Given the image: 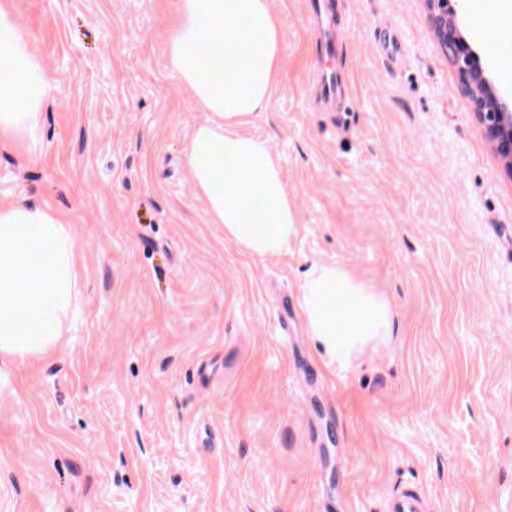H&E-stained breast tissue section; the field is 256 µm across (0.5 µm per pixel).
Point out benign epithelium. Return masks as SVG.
<instances>
[{
    "instance_id": "obj_1",
    "label": "benign epithelium",
    "mask_w": 512,
    "mask_h": 512,
    "mask_svg": "<svg viewBox=\"0 0 512 512\" xmlns=\"http://www.w3.org/2000/svg\"><path fill=\"white\" fill-rule=\"evenodd\" d=\"M434 38L456 71L460 88L470 101L475 122L491 145L504 177L512 181V101L505 98L479 50L461 28V0H423Z\"/></svg>"
}]
</instances>
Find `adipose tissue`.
<instances>
[{
  "label": "adipose tissue",
  "mask_w": 512,
  "mask_h": 512,
  "mask_svg": "<svg viewBox=\"0 0 512 512\" xmlns=\"http://www.w3.org/2000/svg\"><path fill=\"white\" fill-rule=\"evenodd\" d=\"M176 10L168 62L209 114L185 149L195 192L226 241L257 257L282 253L299 231L294 198L267 142L238 131L269 105L285 45L281 21L270 0H176ZM49 88L0 5V140L37 145ZM80 294L71 226L47 208L1 206L0 369L53 350ZM299 305L309 336L345 368L394 333L390 301L340 264L313 266Z\"/></svg>",
  "instance_id": "adipose-tissue-1"
}]
</instances>
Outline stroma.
<instances>
[{
  "label": "stroma",
  "mask_w": 512,
  "mask_h": 512,
  "mask_svg": "<svg viewBox=\"0 0 512 512\" xmlns=\"http://www.w3.org/2000/svg\"><path fill=\"white\" fill-rule=\"evenodd\" d=\"M0 3L51 84L36 147L0 144V206L57 213L82 273L58 348L0 374V512H512V183L422 0H331L329 59L308 0H271L280 77L240 131L300 224L264 258L192 186L207 114L168 63L176 0ZM315 263L393 306L348 368L305 328Z\"/></svg>",
  "instance_id": "35a3bbf8"
}]
</instances>
